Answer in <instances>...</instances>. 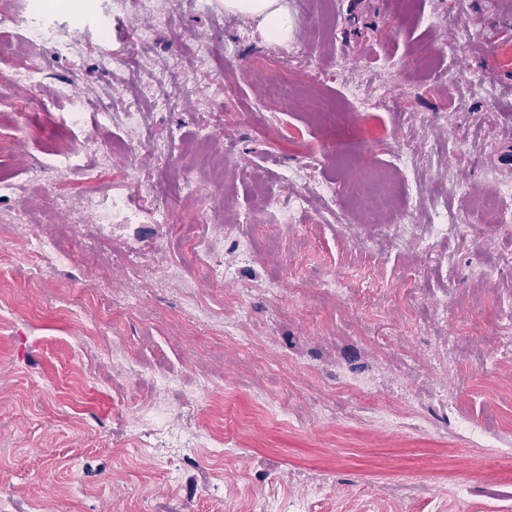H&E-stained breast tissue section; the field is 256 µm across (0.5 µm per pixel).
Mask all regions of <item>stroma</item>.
<instances>
[{
    "mask_svg": "<svg viewBox=\"0 0 512 512\" xmlns=\"http://www.w3.org/2000/svg\"><path fill=\"white\" fill-rule=\"evenodd\" d=\"M172 16L146 49V66L103 73L101 53L131 46L146 17L138 0L123 14L130 27L101 36L107 0H42L58 38L52 48L0 56V178L20 185L0 197V512H512V223L473 216L462 233L436 235L432 247L399 241V208L419 235L436 214L462 208L500 181L512 182V0H285L293 45L327 79L322 95L336 111L314 121L302 99L272 101L281 45L255 23L225 13L224 0H158ZM213 46L210 70H197L191 45ZM472 43L461 67L496 88L485 100L449 83L448 45ZM238 57L228 62L225 44ZM421 47L438 69L392 68ZM183 70L170 110L139 101L141 133L110 129L85 116L77 126L53 97L59 81L92 87L97 105L124 112L151 68L172 53ZM32 67L38 90L19 92L9 76ZM387 97L389 110L358 114L343 85ZM218 127L197 140L206 121ZM176 135L175 149L150 152L153 138ZM112 154L96 182L56 170L71 144ZM326 159L311 176L334 188L336 221L262 206L261 190L294 188L282 172L311 149ZM412 154L419 189L396 194V207L369 213L351 196L357 166L387 168L392 151ZM38 162L43 180L30 181ZM123 196L139 223L121 224L89 258L81 240L96 234L54 209L59 197ZM171 212L157 229L155 208ZM25 212L24 223L12 215ZM222 238L228 272L209 279V257L193 239ZM66 254L39 264L33 237ZM256 243L241 257L238 237ZM139 245V271L118 254ZM178 280L154 276L158 263ZM342 296L329 299L327 282ZM237 327L254 343L223 335ZM129 368H112L113 347ZM210 396L191 401L200 369ZM179 379L157 396L153 380ZM287 402V423L267 415L259 396ZM223 438L216 459L188 449L176 472L170 448L147 455L138 430L179 433L187 424ZM322 479L318 497L307 494Z\"/></svg>",
    "mask_w": 512,
    "mask_h": 512,
    "instance_id": "1",
    "label": "stroma"
}]
</instances>
